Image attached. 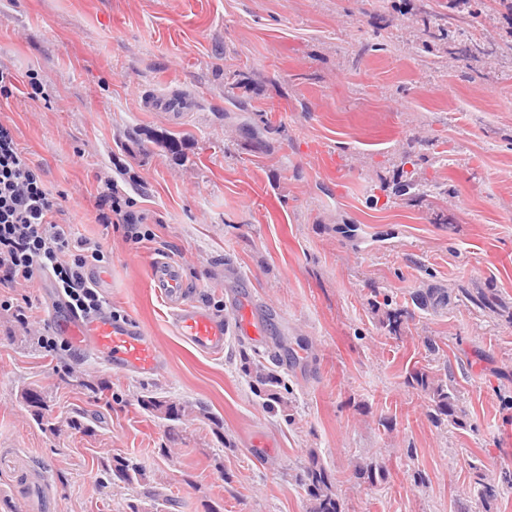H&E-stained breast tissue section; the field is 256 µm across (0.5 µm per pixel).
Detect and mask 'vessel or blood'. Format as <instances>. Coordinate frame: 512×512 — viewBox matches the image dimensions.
I'll list each match as a JSON object with an SVG mask.
<instances>
[{
  "label": "vessel or blood",
  "mask_w": 512,
  "mask_h": 512,
  "mask_svg": "<svg viewBox=\"0 0 512 512\" xmlns=\"http://www.w3.org/2000/svg\"><path fill=\"white\" fill-rule=\"evenodd\" d=\"M146 109L162 113L173 127H181L193 101L187 97L149 94ZM150 284L168 306V319L176 334L194 350L220 357L231 338L262 341L264 331L256 321L248 298L237 297L224 306L223 315L194 301L180 266L156 258L149 265ZM59 331L105 366L123 375L151 377L166 364L164 352L154 339L130 320L116 319L102 311L91 316H69L58 321Z\"/></svg>",
  "instance_id": "vessel-or-blood-1"
}]
</instances>
